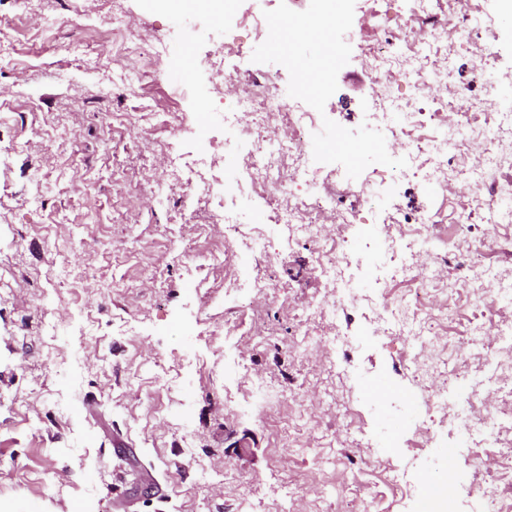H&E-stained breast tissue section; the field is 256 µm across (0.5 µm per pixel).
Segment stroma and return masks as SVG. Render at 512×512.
I'll return each mask as SVG.
<instances>
[{"label":"stroma","instance_id":"1","mask_svg":"<svg viewBox=\"0 0 512 512\" xmlns=\"http://www.w3.org/2000/svg\"><path fill=\"white\" fill-rule=\"evenodd\" d=\"M238 0L233 14L166 0H0V512H473L476 482L459 436L426 442L415 425L439 426L404 361L421 342L415 325L385 336L386 297L410 284L387 279L385 224L440 211L428 259L456 277L465 245H478L491 214L456 222L437 188L404 172L380 206L359 203V182L334 165L336 209L327 239L289 236L253 191L224 115L237 90L274 77L290 103L289 74L250 58L254 20L279 3ZM495 18L490 67L512 92V22L501 0H473ZM408 0H356L354 21L395 27ZM139 37L126 69L104 57L111 14ZM244 57L224 56L225 37ZM448 85L424 96L405 83L392 101L430 116L451 88L475 78L476 49L439 43ZM375 74L352 46L325 115L354 130ZM58 149L45 154L46 140ZM223 206L243 236L207 221ZM474 276L512 279V225ZM348 239L351 296L325 303L330 281L316 262L330 235ZM263 235L253 252L247 235ZM223 266L206 264L209 253ZM269 287L263 303L239 284ZM455 306L443 334L488 322L469 289L439 290ZM250 373H243L240 358ZM406 477L396 493L386 476Z\"/></svg>","mask_w":512,"mask_h":512}]
</instances>
